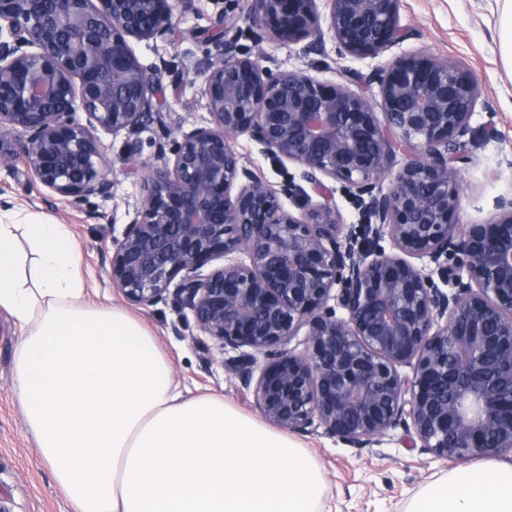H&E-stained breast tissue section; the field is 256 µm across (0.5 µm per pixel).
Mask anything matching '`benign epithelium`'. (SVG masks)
Here are the masks:
<instances>
[{
	"label": "benign epithelium",
	"instance_id": "7a95c632",
	"mask_svg": "<svg viewBox=\"0 0 512 512\" xmlns=\"http://www.w3.org/2000/svg\"><path fill=\"white\" fill-rule=\"evenodd\" d=\"M399 10L400 0H251L249 17L309 52L325 23L338 53L368 58L407 37ZM171 13L170 0H0V164L16 161L4 142L19 132L52 199L111 198L99 133L126 134L122 162L138 172L133 136L157 118L158 69L131 41L168 36ZM236 24L222 10L211 35L213 125L177 130L163 167L141 176L112 285L134 306L171 294L219 348L265 355L257 377L253 356L232 371L278 428L365 448L401 426L408 447L437 460H512V198L486 224L454 223L478 77L414 52L372 76L370 97L267 69L228 37ZM244 134L299 165L320 200L285 210L233 149ZM398 153L406 161L384 193ZM326 178L353 192L365 238L387 235L391 251L356 254ZM235 252L247 261L200 273ZM424 257L446 260L449 291L411 262ZM303 328L305 354L277 349Z\"/></svg>",
	"mask_w": 512,
	"mask_h": 512
}]
</instances>
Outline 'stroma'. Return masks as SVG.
Returning <instances> with one entry per match:
<instances>
[{
  "label": "stroma",
  "instance_id": "obj_1",
  "mask_svg": "<svg viewBox=\"0 0 512 512\" xmlns=\"http://www.w3.org/2000/svg\"><path fill=\"white\" fill-rule=\"evenodd\" d=\"M195 0L192 9L174 5L173 32L157 41L133 42L144 65L161 66L154 109L160 122L147 125L140 143L139 172L130 174L121 158L124 136L103 135L106 171L112 197L92 199L79 207L47 201V191L31 180L23 162L13 168L0 166V221L23 224L39 214L65 225L75 241L80 270L89 301L116 305L140 319L157 337L174 369L180 388L192 394L212 393L225 404L251 417L261 412L252 391L242 389L228 371L229 363L249 355V347L218 350L201 333L190 310L173 300L150 307L127 304L109 277L112 243L121 238L126 212L140 196V176L162 161L157 144L178 129L208 126L212 117L203 97L207 70L215 60L208 37L216 27L219 9L238 19V46L258 56L262 66L277 70H302L331 84L344 82L357 91L377 93L373 73L395 57L423 50L462 61L473 69L482 95L471 118L466 138V163L460 166L461 206L459 224H480L496 212V202L512 197V69L506 68L497 35L501 6L497 0H402L400 24L407 38L376 57L357 59L339 55L332 34H325L323 49L304 51L302 45H282L260 40L246 16L250 0ZM497 135L487 138V128ZM243 165L274 191H282L290 178L301 175L299 166L262 152L249 136L232 143ZM20 331L13 317L0 309V506L6 512H74L71 502L55 486L14 395V356ZM294 439L318 462L323 493L318 512H407L414 498L428 485L445 479L450 465L408 447L403 428L389 431L381 443L352 448L322 433H298Z\"/></svg>",
  "mask_w": 512,
  "mask_h": 512
}]
</instances>
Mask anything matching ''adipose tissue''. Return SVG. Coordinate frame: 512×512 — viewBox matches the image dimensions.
<instances>
[{"mask_svg": "<svg viewBox=\"0 0 512 512\" xmlns=\"http://www.w3.org/2000/svg\"><path fill=\"white\" fill-rule=\"evenodd\" d=\"M84 296L64 225L0 223V307L24 331L15 392L76 512H316L323 480L304 448L219 397L184 395L141 322ZM409 512H512V466L459 468Z\"/></svg>", "mask_w": 512, "mask_h": 512, "instance_id": "obj_1", "label": "adipose tissue"}]
</instances>
